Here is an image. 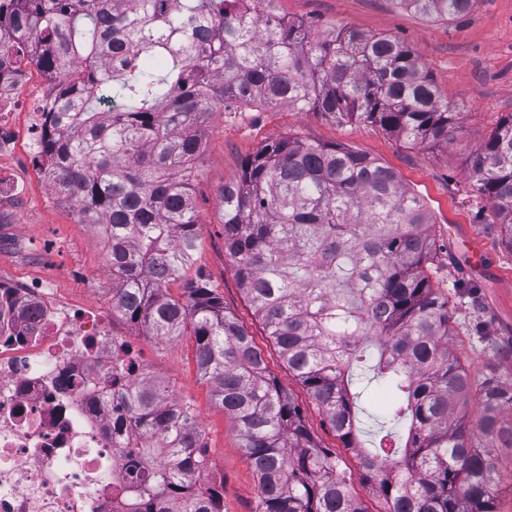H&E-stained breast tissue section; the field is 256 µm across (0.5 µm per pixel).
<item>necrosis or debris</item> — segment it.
Masks as SVG:
<instances>
[{
  "label": "necrosis or debris",
  "instance_id": "1",
  "mask_svg": "<svg viewBox=\"0 0 512 512\" xmlns=\"http://www.w3.org/2000/svg\"><path fill=\"white\" fill-rule=\"evenodd\" d=\"M122 337L40 283L0 286V512H125L113 388L146 379Z\"/></svg>",
  "mask_w": 512,
  "mask_h": 512
}]
</instances>
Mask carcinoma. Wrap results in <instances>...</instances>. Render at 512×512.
Listing matches in <instances>:
<instances>
[{"mask_svg":"<svg viewBox=\"0 0 512 512\" xmlns=\"http://www.w3.org/2000/svg\"><path fill=\"white\" fill-rule=\"evenodd\" d=\"M0 0V56L36 65L57 98L38 134L41 172L84 224L112 239V311L149 336L195 337L200 378L226 411L259 480L258 512H368L336 451L302 410L205 274L175 298L194 262L192 182L217 109L286 105L379 126L410 146L448 142L456 106L415 51L352 27L312 36L279 0ZM450 20L474 0H410ZM164 62L151 70L147 62ZM121 102L104 112L101 100ZM477 219L512 255V115L470 157ZM224 252L256 317L325 420L354 450L387 512H496L495 449L512 448V382H479L465 406L469 329L437 283L424 201L351 147L291 136L250 155L219 191ZM389 392L391 427L360 445L364 381ZM119 397L140 446L112 444L144 469L128 512H224L201 482L209 461L192 407L149 379Z\"/></svg>","mask_w":512,"mask_h":512,"instance_id":"1","label":"carcinoma"}]
</instances>
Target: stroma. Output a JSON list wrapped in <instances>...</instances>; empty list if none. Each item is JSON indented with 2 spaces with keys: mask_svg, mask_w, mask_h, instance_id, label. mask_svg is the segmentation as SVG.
<instances>
[{
  "mask_svg": "<svg viewBox=\"0 0 512 512\" xmlns=\"http://www.w3.org/2000/svg\"><path fill=\"white\" fill-rule=\"evenodd\" d=\"M282 14L313 22L314 36L341 26L373 36L392 35L412 47L442 94L460 112L459 129L450 143L408 147L378 126L341 123L318 112L268 107L252 112H215L206 123L200 175L193 186L199 218L198 250L188 277L204 272L262 351L269 370L299 404L306 425L324 447L335 449L353 491L369 512L385 505L373 492L355 456L338 439L301 382L289 371L277 348L255 317L224 254L219 189L240 175L243 159L267 142L295 135L319 143L352 147L392 168L427 204L439 245L437 278L455 295L458 318L480 325L465 345V365L472 378L489 370L512 378V255L498 245L494 226L477 223L471 197L469 158L496 126L512 115V0H474L470 10L452 20L429 19L392 7L390 0H280ZM29 77L17 94L12 116L18 150L0 155V170L10 174L15 207L0 232V278L42 282L54 299L107 315L114 335L130 341L152 379L177 399L190 402L203 431L211 481L224 485V512H255L258 480L231 418L215 405L201 380L195 339L172 341L143 335L112 313V282L103 273L105 256L100 232L81 223L75 203L64 201L43 178L35 162L30 127L39 70L26 66ZM483 240L486 269L474 275L448 237L449 229Z\"/></svg>",
  "mask_w": 512,
  "mask_h": 512,
  "instance_id": "1",
  "label": "stroma"
}]
</instances>
